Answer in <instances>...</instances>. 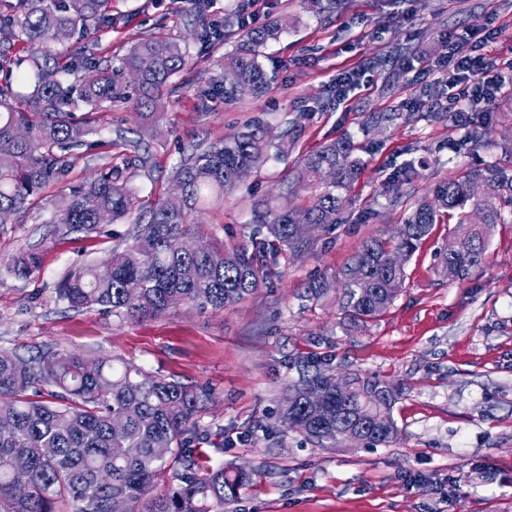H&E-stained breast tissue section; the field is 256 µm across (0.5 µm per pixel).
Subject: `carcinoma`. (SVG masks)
I'll list each match as a JSON object with an SVG mask.
<instances>
[{"mask_svg": "<svg viewBox=\"0 0 512 512\" xmlns=\"http://www.w3.org/2000/svg\"><path fill=\"white\" fill-rule=\"evenodd\" d=\"M194 38L204 48L235 37L224 54V66L210 83L224 98L242 100L264 92L269 78L262 48L285 30L282 20L268 25L232 28L229 21L208 17L207 0H194ZM112 23V0H17L0 14V40L22 42L29 56L3 60L0 81V224L35 203L50 184L61 185L50 200V223L67 232H92L102 224L127 220L136 196L115 181L107 165L86 183H64L77 150L97 147L87 141L96 114L118 95L119 80L134 72L139 90L136 109L159 110L162 89L189 62L187 49L161 33L139 40L122 66H100L97 42L91 39ZM67 59L63 68L48 61ZM232 74L235 81L225 82ZM34 83L30 102L35 111L15 106L13 82ZM88 107L82 116L79 105ZM303 115L274 135L252 122L204 148H194L173 174L180 197L168 195L134 220L132 244L115 249L103 262L70 273L59 285L58 300L72 310L100 307L117 317L139 319L164 314L180 302L201 310L224 309L254 294L274 274L278 254L299 253L309 241L298 234L302 224L324 228L336 223L346 193L358 178L361 159L348 138L324 143L287 168L275 189L255 197L248 239L198 251L191 225L196 217L224 204L238 189L239 170H258L271 159L287 157L303 131ZM133 160H151L145 139L117 132ZM414 172L399 169L377 187L393 208L403 209L401 224L388 237L364 239L350 263L334 280L319 277L305 287V298L318 301L333 283L342 288L343 321L368 323L395 301L405 286L404 262L429 236L442 217L454 225L441 263L464 281L488 262L486 238L512 216V174L497 164L484 170L459 168L431 193L415 197L404 191ZM307 206L294 204L300 191ZM41 263L34 248L15 257L9 272L26 278ZM299 377L280 407V423L321 447L340 443L339 427L375 412L377 423L360 426L365 447L394 443L398 428L392 408L398 393L372 374L350 375L346 394L336 395L335 374L313 356L297 359ZM326 394L322 408L307 394ZM200 395L171 377L151 374L117 357L90 359L80 353L48 350L25 359L0 352V512H109L114 498L126 500L129 512H224L249 474L229 475L224 466L198 471L187 435L195 428ZM173 471L176 484L154 493L158 475Z\"/></svg>", "mask_w": 512, "mask_h": 512, "instance_id": "carcinoma-1", "label": "carcinoma"}]
</instances>
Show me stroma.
<instances>
[{
  "label": "stroma",
  "instance_id": "1",
  "mask_svg": "<svg viewBox=\"0 0 512 512\" xmlns=\"http://www.w3.org/2000/svg\"><path fill=\"white\" fill-rule=\"evenodd\" d=\"M193 9L192 0H112V25L97 34L101 64L119 65L160 28L188 47L193 64L163 90V116L123 99L100 112L96 146L82 150L68 183L113 164L118 181L146 206L171 190L190 144L220 140L253 120L275 132L303 112L291 160L342 136L359 147L363 169L338 223L312 232L303 254L279 257L267 283L232 307L180 304L133 320L56 300L70 272L130 244L131 225L56 233L48 206L30 210L0 224V350L26 358L49 349L114 355L192 386L201 408L190 448L201 468L252 475L224 512H512V223L495 226L489 264L464 281L442 266L449 227L435 225L405 264L403 291L366 327L342 325L340 290L316 303L302 299L308 281L334 274L365 238L400 223L398 209L373 199L394 171L414 165L411 188L422 195L459 167L482 168L512 151V87L499 92L476 149L467 127L448 117L451 91L438 71L420 67L443 59L447 35L475 26L486 55L512 54V0H347L319 14L301 0H259V23L286 16L291 24L264 49L268 91L237 101L202 95L226 48L199 52ZM379 58L386 67L376 66ZM346 72L358 86L344 101L332 100L334 80ZM378 112L392 122L371 126ZM120 132L150 140L149 168L114 146ZM284 167L273 160L251 172L223 206L203 214L201 240L229 244L250 234V194L272 190ZM369 206L376 216L362 220ZM34 246L42 254L37 271L26 279L5 272L13 256ZM311 354L328 359L334 373L376 374L398 389L394 445L322 448L279 426L278 408L297 378L294 361Z\"/></svg>",
  "mask_w": 512,
  "mask_h": 512
}]
</instances>
